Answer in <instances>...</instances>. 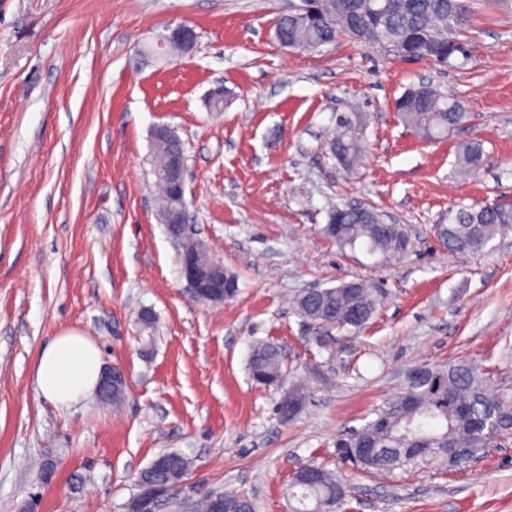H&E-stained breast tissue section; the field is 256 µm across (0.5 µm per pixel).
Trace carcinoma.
Segmentation results:
<instances>
[{"label":"carcinoma","instance_id":"obj_1","mask_svg":"<svg viewBox=\"0 0 512 512\" xmlns=\"http://www.w3.org/2000/svg\"><path fill=\"white\" fill-rule=\"evenodd\" d=\"M472 0H301L297 12L279 18L275 35L285 48L314 49L332 43L341 34L364 41L388 53L398 48L420 60L450 65L467 60L460 35L469 22ZM400 120L421 138L436 140L450 134L469 117L465 104L430 83L410 87L397 101ZM364 117L355 112L336 114L328 135L330 157L347 169L362 152ZM152 174L159 186L158 211L166 219L181 207V199L163 178L168 160L184 153L183 142L167 128L154 133ZM483 145L473 140L458 154L462 170L483 161ZM437 241L456 253H478L496 238L512 234V204L493 202L461 207L437 224ZM323 234L344 251L362 247L371 256L389 259L408 248L407 230L388 224L372 206H332ZM182 255L201 264L214 260L199 240L185 237ZM381 301L375 285L363 280L342 281L326 288L303 291L293 298L297 315L307 322L357 333L374 317ZM249 375L260 386L279 385L285 378L282 352L274 343L258 342L248 361ZM308 388L295 384L288 390V409L279 413L294 418L304 407ZM512 438V398L488 392L481 378L464 364L419 365L396 398L363 427L336 438L340 452H348L353 469L392 471L419 459L454 468L490 447ZM190 469L179 452L157 455L137 475V481L163 486L170 499ZM289 490L300 507L295 512H341L350 493L348 481L314 463L297 466ZM227 512H256L254 501L224 492Z\"/></svg>","mask_w":512,"mask_h":512}]
</instances>
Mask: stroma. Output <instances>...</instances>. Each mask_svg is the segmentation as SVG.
<instances>
[{"instance_id": "stroma-1", "label": "stroma", "mask_w": 512, "mask_h": 512, "mask_svg": "<svg viewBox=\"0 0 512 512\" xmlns=\"http://www.w3.org/2000/svg\"><path fill=\"white\" fill-rule=\"evenodd\" d=\"M298 2L0 0V512H126L138 471L174 450L191 461L180 496L221 488L258 512H294L288 480L308 461L352 475L346 512H512V444L451 472L362 474L336 456L337 436L416 366L462 363L512 396V237L460 255L432 233L458 204H512V5L478 0L458 68L345 36L284 48L275 23ZM178 23L197 34L191 52L146 54ZM422 81L470 112L434 142L394 110ZM218 87L224 109L208 111ZM341 112L366 118L350 173L323 139ZM159 126L184 144L190 224L238 278L222 303L192 299L158 217ZM473 139L484 161L463 174L457 148ZM354 203L404 225L408 252L341 255L320 229L330 206ZM353 279L382 291L361 334L288 304ZM72 329L127 370L119 406L38 393L40 351ZM261 340L282 346L290 381H310L293 419L277 412L287 384L249 376Z\"/></svg>"}]
</instances>
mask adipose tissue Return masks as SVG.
Wrapping results in <instances>:
<instances>
[{
    "mask_svg": "<svg viewBox=\"0 0 512 512\" xmlns=\"http://www.w3.org/2000/svg\"><path fill=\"white\" fill-rule=\"evenodd\" d=\"M103 369L97 344L87 336L67 331L42 350L36 365L39 394L60 407H71L93 394Z\"/></svg>",
    "mask_w": 512,
    "mask_h": 512,
    "instance_id": "adipose-tissue-1",
    "label": "adipose tissue"
}]
</instances>
